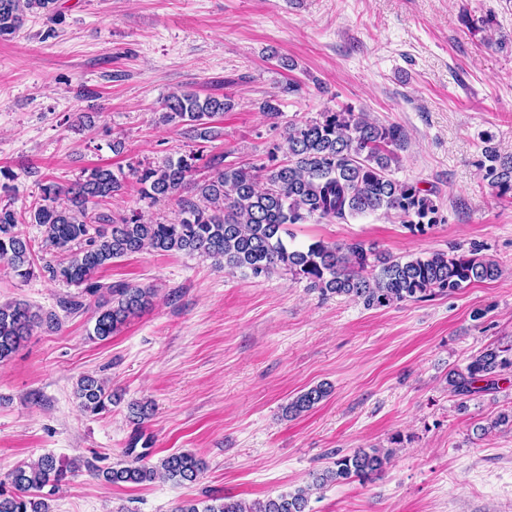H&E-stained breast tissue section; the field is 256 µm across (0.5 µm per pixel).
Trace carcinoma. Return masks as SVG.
I'll return each instance as SVG.
<instances>
[{"instance_id":"obj_1","label":"carcinoma","mask_w":512,"mask_h":512,"mask_svg":"<svg viewBox=\"0 0 512 512\" xmlns=\"http://www.w3.org/2000/svg\"><path fill=\"white\" fill-rule=\"evenodd\" d=\"M55 2L0 0V39L17 35L30 14L53 19ZM231 109L226 98H202L183 91L167 97L159 122L182 126L192 139L210 142L218 137L211 120ZM403 139L396 125L377 124L348 108L328 109L316 118L290 125L285 132L284 158L271 152L259 166L226 164L224 157L217 156L206 160L209 175L196 180L197 162L203 160L200 149L176 159L130 166L141 198L151 203L176 200L178 211L169 221L146 222L135 211L118 215L99 211L126 187V179L109 168L86 169L70 186L46 180L40 183L39 199L28 211L0 206V261L21 278L34 275V258L21 226L41 227L45 247L59 258L41 266L40 274L79 289L63 302L69 314L84 309L83 298L94 297L104 288L98 281L100 270L145 248L197 254L219 268L244 270L255 278L282 270L323 297H347L368 309L426 301L496 280L499 266L481 255L482 247L476 243L463 252L453 248L405 257L378 254L362 241L288 244V225L302 224L311 217L332 223L379 210L393 211L411 233L420 235L440 223L432 191L392 178V165L398 163L396 149ZM484 157L483 178L502 194L512 192V157H503L492 147L484 149ZM154 297L153 288L108 287V297L96 302L90 335L108 339ZM59 324L55 313H45L25 301L0 304V364L9 361L35 329H54ZM511 372L512 345H488L465 368L448 371V392L464 407L476 395L499 390V382ZM331 391L327 383L311 386L289 400L283 414L299 417L326 400ZM73 394L87 416L109 411L115 400L112 390L92 375L77 379ZM509 425L512 410L476 425L474 431L486 436ZM394 453L393 448H360L313 472L307 485L276 497L251 504L212 497L208 504L191 501L175 512H306L312 490L354 478L370 480L386 469ZM86 467L112 485L151 483L160 476L186 484L200 478L205 463L183 451L161 458L154 466L137 457L103 470L89 463ZM80 469V460L51 454L20 463L0 479V512H52L53 497Z\"/></svg>"}]
</instances>
